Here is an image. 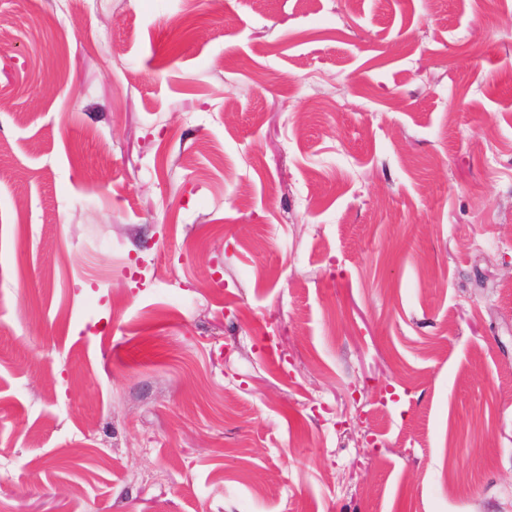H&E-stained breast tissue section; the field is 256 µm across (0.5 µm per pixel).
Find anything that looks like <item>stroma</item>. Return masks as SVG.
<instances>
[{"mask_svg": "<svg viewBox=\"0 0 512 512\" xmlns=\"http://www.w3.org/2000/svg\"><path fill=\"white\" fill-rule=\"evenodd\" d=\"M0 512H512V0H0Z\"/></svg>", "mask_w": 512, "mask_h": 512, "instance_id": "obj_1", "label": "stroma"}]
</instances>
